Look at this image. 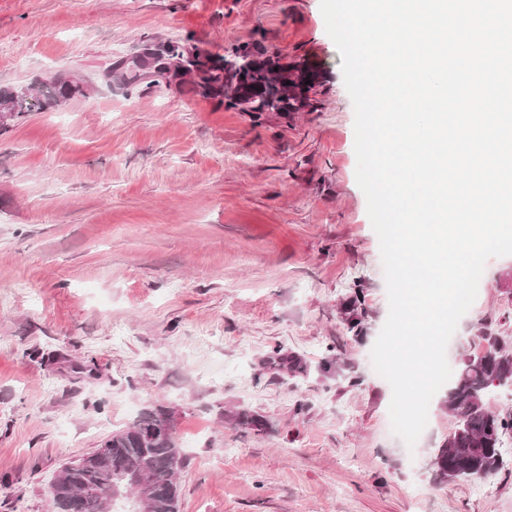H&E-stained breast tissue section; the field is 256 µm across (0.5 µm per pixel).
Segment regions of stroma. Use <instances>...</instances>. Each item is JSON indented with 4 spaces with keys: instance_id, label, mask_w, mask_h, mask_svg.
I'll list each match as a JSON object with an SVG mask.
<instances>
[{
    "instance_id": "35a3bbf8",
    "label": "stroma",
    "mask_w": 512,
    "mask_h": 512,
    "mask_svg": "<svg viewBox=\"0 0 512 512\" xmlns=\"http://www.w3.org/2000/svg\"><path fill=\"white\" fill-rule=\"evenodd\" d=\"M147 38L219 55L261 39L327 80L316 110L257 119L186 86L126 93L110 69ZM341 62L320 0H0V85L88 89L0 131V512H51L60 467L159 404L187 460L180 512H512V469L435 480L444 391L414 447L392 430ZM486 326L512 341V255L487 261L448 363ZM278 350L305 373L271 366Z\"/></svg>"
}]
</instances>
